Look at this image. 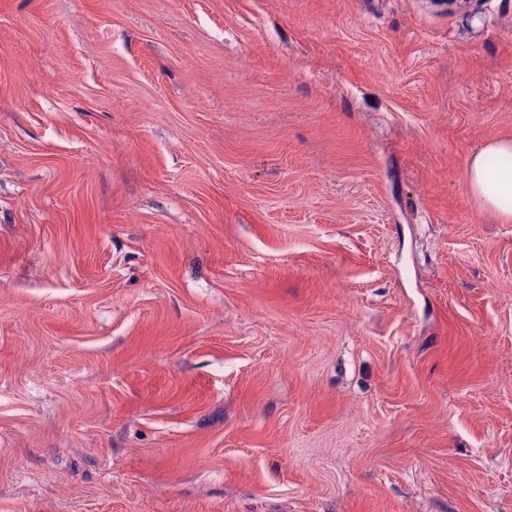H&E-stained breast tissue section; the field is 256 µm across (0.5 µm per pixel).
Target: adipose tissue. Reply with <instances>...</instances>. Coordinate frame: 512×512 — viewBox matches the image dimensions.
<instances>
[{
	"instance_id": "1",
	"label": "adipose tissue",
	"mask_w": 512,
	"mask_h": 512,
	"mask_svg": "<svg viewBox=\"0 0 512 512\" xmlns=\"http://www.w3.org/2000/svg\"><path fill=\"white\" fill-rule=\"evenodd\" d=\"M498 169H490L491 159ZM468 190L479 208L495 212L502 221L512 222V139H496L474 154L468 164Z\"/></svg>"
}]
</instances>
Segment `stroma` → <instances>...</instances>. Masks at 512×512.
I'll list each match as a JSON object with an SVG mask.
<instances>
[{
	"mask_svg": "<svg viewBox=\"0 0 512 512\" xmlns=\"http://www.w3.org/2000/svg\"><path fill=\"white\" fill-rule=\"evenodd\" d=\"M512 0H0V512H512ZM497 158L502 166L491 172L489 161ZM466 182L473 199L483 210L495 212L505 223L512 222V139H495L468 164Z\"/></svg>",
	"mask_w": 512,
	"mask_h": 512,
	"instance_id": "obj_1",
	"label": "stroma"
}]
</instances>
